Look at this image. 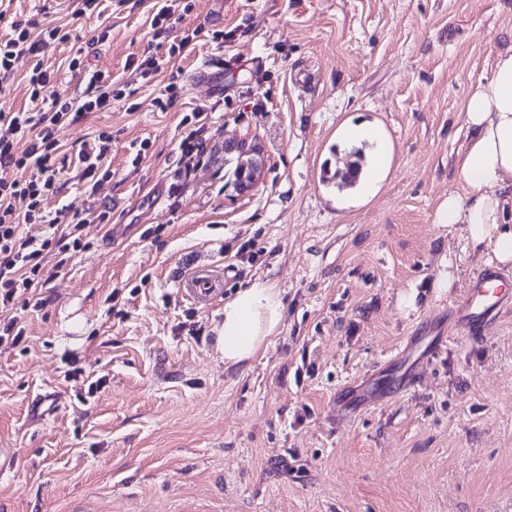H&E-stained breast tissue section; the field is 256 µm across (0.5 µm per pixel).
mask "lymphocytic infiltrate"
<instances>
[{
    "label": "lymphocytic infiltrate",
    "mask_w": 512,
    "mask_h": 512,
    "mask_svg": "<svg viewBox=\"0 0 512 512\" xmlns=\"http://www.w3.org/2000/svg\"><path fill=\"white\" fill-rule=\"evenodd\" d=\"M70 34L62 27L44 23L39 16L12 22L9 34L0 39V77L9 78L19 57H27L32 66L28 77L32 109L1 112L0 126V308L9 309L18 296L38 287L44 280V258L55 253L59 264H66L83 250V222H60L48 217L46 201L58 191L61 168L53 156L60 147L63 129L90 112L111 108L119 98L108 72L86 71L81 55H74L68 69L84 72L95 92L72 100L50 94L55 73L44 67L46 51L69 41ZM26 140L25 149H18V140ZM25 171L22 179L5 178V171ZM24 201L26 210L17 213L16 201ZM40 224L41 234L25 233L24 225Z\"/></svg>",
    "instance_id": "1"
}]
</instances>
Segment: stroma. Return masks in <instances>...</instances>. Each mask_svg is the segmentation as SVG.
<instances>
[{
	"instance_id": "stroma-1",
	"label": "stroma",
	"mask_w": 512,
	"mask_h": 512,
	"mask_svg": "<svg viewBox=\"0 0 512 512\" xmlns=\"http://www.w3.org/2000/svg\"><path fill=\"white\" fill-rule=\"evenodd\" d=\"M151 3L12 0L0 19V36L37 12L69 31L44 57L60 98L87 90L63 67L77 53L124 91L61 134L47 211L112 221L85 225L87 249L15 310L21 342L0 343V512H512V314L448 339V304L495 256L435 221L512 0H192L176 29L204 32L175 53ZM148 54L165 62L152 79L126 70ZM207 63L223 94L190 84ZM199 106L190 168L180 120ZM351 123L391 150L368 190L331 180ZM103 131L112 176L92 195L78 153ZM228 142L261 150L251 193ZM201 271L223 281L206 306L181 288ZM258 277L282 322L250 366L225 367L224 300ZM412 336L446 343L404 385L393 360ZM373 369L385 399L337 421V389ZM206 108L197 107L193 108L190 113L183 116L180 124L186 130L185 135L181 137L178 149L181 152L182 159L187 160L189 167L196 158L200 157L205 150L207 125Z\"/></svg>"
}]
</instances>
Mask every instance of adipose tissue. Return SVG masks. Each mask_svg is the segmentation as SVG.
<instances>
[{
	"instance_id": "1",
	"label": "adipose tissue",
	"mask_w": 512,
	"mask_h": 512,
	"mask_svg": "<svg viewBox=\"0 0 512 512\" xmlns=\"http://www.w3.org/2000/svg\"><path fill=\"white\" fill-rule=\"evenodd\" d=\"M469 140L456 159L463 192L449 193L435 221L462 224L473 247L512 262V46L498 51L489 78L470 85L463 111ZM283 317L281 292L257 278L224 303L217 346L228 367H245Z\"/></svg>"
}]
</instances>
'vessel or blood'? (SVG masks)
<instances>
[{
	"label": "vessel or blood",
	"instance_id": "vessel-or-blood-1",
	"mask_svg": "<svg viewBox=\"0 0 512 512\" xmlns=\"http://www.w3.org/2000/svg\"><path fill=\"white\" fill-rule=\"evenodd\" d=\"M188 297L200 304H208L221 294V283L208 276L197 274L183 284ZM512 310V272L489 264L478 267L470 278V286L452 308L448 317L454 329L467 334H483L494 328L504 312ZM373 407L380 403L379 395L352 384L336 394V417L345 419L351 402Z\"/></svg>",
	"mask_w": 512,
	"mask_h": 512
}]
</instances>
